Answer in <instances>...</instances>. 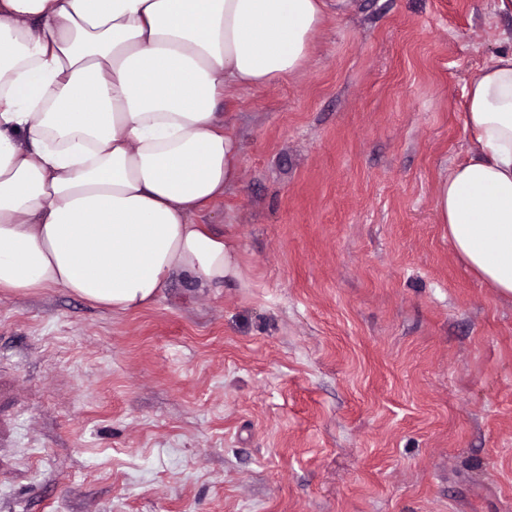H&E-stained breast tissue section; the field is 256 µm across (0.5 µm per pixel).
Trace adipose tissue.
Segmentation results:
<instances>
[{
    "label": "adipose tissue",
    "instance_id": "adipose-tissue-1",
    "mask_svg": "<svg viewBox=\"0 0 512 512\" xmlns=\"http://www.w3.org/2000/svg\"><path fill=\"white\" fill-rule=\"evenodd\" d=\"M335 0H0V290L62 288L116 312L171 274L239 277L190 217L237 184L216 107L301 71ZM476 151L435 210L459 259L512 299V49L469 82Z\"/></svg>",
    "mask_w": 512,
    "mask_h": 512
}]
</instances>
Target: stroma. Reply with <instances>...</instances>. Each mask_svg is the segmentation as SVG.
Wrapping results in <instances>:
<instances>
[{"label": "stroma", "mask_w": 512, "mask_h": 512, "mask_svg": "<svg viewBox=\"0 0 512 512\" xmlns=\"http://www.w3.org/2000/svg\"><path fill=\"white\" fill-rule=\"evenodd\" d=\"M511 48L494 0H347L217 106L240 179L192 220L238 279L1 291L0 512H512V301L434 207Z\"/></svg>", "instance_id": "1"}]
</instances>
